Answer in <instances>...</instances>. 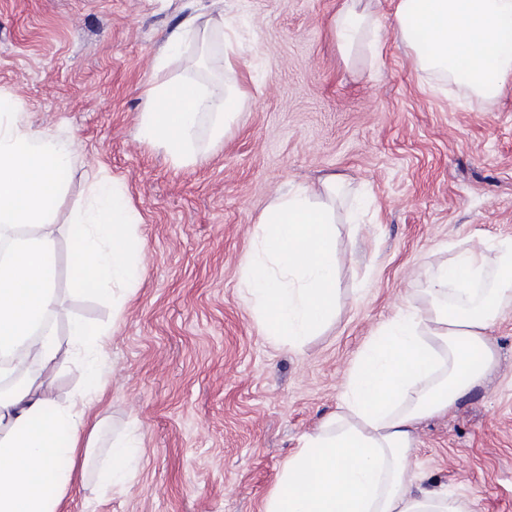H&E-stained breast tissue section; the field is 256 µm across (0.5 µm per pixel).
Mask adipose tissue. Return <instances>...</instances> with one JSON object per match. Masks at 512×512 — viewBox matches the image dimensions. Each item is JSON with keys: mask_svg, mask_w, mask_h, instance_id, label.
I'll list each match as a JSON object with an SVG mask.
<instances>
[{"mask_svg": "<svg viewBox=\"0 0 512 512\" xmlns=\"http://www.w3.org/2000/svg\"><path fill=\"white\" fill-rule=\"evenodd\" d=\"M397 33L423 71L465 76L478 97L497 96L512 78V0H400ZM330 27L344 56L355 59L382 30L368 0H342ZM140 134L159 143L177 166L197 163L202 117L222 140L244 98L220 81L151 83L142 90ZM73 144L12 118L0 123V357L23 370V381L0 395V512H58L88 456L101 421L95 411L106 389L101 361L104 327L69 325L70 343L83 353L84 390L62 405L49 392L62 345L48 328L56 312V241L50 203ZM336 177L281 192L259 217L255 248L244 260L240 286L267 335L302 346L336 316V228L329 200ZM140 216L122 190L94 181L89 201L72 221L81 243L73 265L78 289L97 291L113 306L132 294L143 272ZM496 276H489L487 253ZM425 308L404 304L360 352L337 411L303 437L284 464L263 512H470L444 493L413 492L411 456L418 422L448 412L494 367L487 330L512 304V239L488 250L463 246L437 267L422 290ZM139 441L113 440L106 485L128 481L138 465Z\"/></svg>", "mask_w": 512, "mask_h": 512, "instance_id": "adipose-tissue-1", "label": "adipose tissue"}]
</instances>
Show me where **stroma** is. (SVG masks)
I'll return each mask as SVG.
<instances>
[{"mask_svg":"<svg viewBox=\"0 0 512 512\" xmlns=\"http://www.w3.org/2000/svg\"><path fill=\"white\" fill-rule=\"evenodd\" d=\"M212 0H0V114L78 146L51 203L56 331L110 328L104 432L61 512H261L303 436L335 411L364 345L468 239H512V80L496 99L421 71L395 31L398 0H372L376 57L344 59L340 0H224L229 25L157 69L170 31ZM233 69H225V55ZM218 78L246 98L222 141L202 120L198 163L174 166L139 134L143 87ZM335 174V320L301 348L266 336L239 288L254 228L277 192ZM138 211L144 274L120 317L76 291L69 224L96 177ZM496 364L446 413L421 420L413 490L512 512V308L488 330ZM139 464L106 487L112 439Z\"/></svg>","mask_w":512,"mask_h":512,"instance_id":"stroma-1","label":"stroma"}]
</instances>
